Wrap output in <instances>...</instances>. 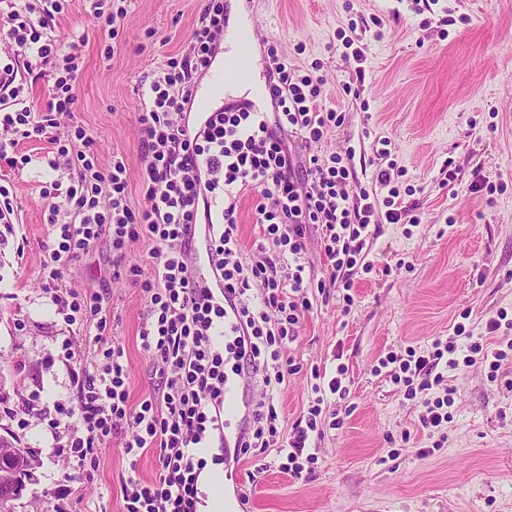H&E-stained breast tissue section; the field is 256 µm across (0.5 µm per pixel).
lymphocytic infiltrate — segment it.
I'll return each mask as SVG.
<instances>
[{
  "instance_id": "lymphocytic-infiltrate-1",
  "label": "lymphocytic infiltrate",
  "mask_w": 512,
  "mask_h": 512,
  "mask_svg": "<svg viewBox=\"0 0 512 512\" xmlns=\"http://www.w3.org/2000/svg\"><path fill=\"white\" fill-rule=\"evenodd\" d=\"M66 0H30L11 11L0 30V50L9 65L0 67V126L15 137L0 142V159L21 168L30 155L13 156L19 140L48 136L70 170L63 203L77 220L52 224L53 240L42 264L45 288L70 323L96 329L99 358L92 370L77 374V401L57 404L68 436L65 463L73 474L96 465L113 437H121L125 455L151 448L157 472L148 481L126 486L125 512H198V483L208 463L241 458L250 450L276 449L282 467L302 476L304 452L319 430L329 395L345 396L346 369L337 366L327 383L314 385L315 399L281 439L276 394L294 368L284 351L299 332L311 307L306 277L307 235L317 230L332 263V279L361 266L369 251L375 199L350 179L349 156L312 153L341 115L323 108L321 77L289 67L269 48L268 78L274 89L271 114L245 107L213 113L204 126L188 117L193 89L206 75L224 34L223 0H207L186 48L165 56L155 67L147 101L137 115L142 168L141 206L130 202L127 163L113 154L110 166L97 163L93 142L78 126L60 127L57 118L73 114L82 56L81 42L61 47L48 31ZM36 61L46 88V110L28 103L17 82V61ZM255 198L254 218L261 239L243 259L238 208L244 192ZM210 228L209 265L223 284L222 300L198 287L188 267L190 229ZM140 240L160 241L164 250L150 254L153 273L142 277L126 262L128 247ZM109 242L112 278L131 280L146 297L139 335L157 366L159 383L138 405L129 402V367L122 350L107 334L105 299L97 292H61L55 283L61 266ZM464 326L449 340H435L428 354L407 350L389 356L393 379L407 395L441 384L439 364L457 367L488 363L497 368L504 350L479 342L458 346ZM235 373L245 385L262 389L251 417L237 434L234 448L224 446V381ZM213 449L212 458L199 449Z\"/></svg>"
}]
</instances>
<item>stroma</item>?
I'll return each instance as SVG.
<instances>
[{
    "instance_id": "stroma-1",
    "label": "stroma",
    "mask_w": 512,
    "mask_h": 512,
    "mask_svg": "<svg viewBox=\"0 0 512 512\" xmlns=\"http://www.w3.org/2000/svg\"><path fill=\"white\" fill-rule=\"evenodd\" d=\"M94 0H69L52 24L61 45L83 39L74 121L90 136L101 166L127 162L129 196L141 205L136 118L147 74L183 50L203 0H127L125 40L104 55ZM252 13L294 68L317 70L323 104L340 126L314 145L318 154L351 153L354 179L376 189V170H402L411 222L372 225L370 270L352 275V306L340 288L312 293L297 339L284 352L296 372L277 410L282 435L307 411L311 371L346 368L339 428L313 438L312 473L282 470L275 449L226 461L224 512H512V353L498 370L458 366L432 396L451 391L449 419L423 429L420 399L407 398L381 360L465 324L492 349L512 329L491 333L499 312L512 320V0H248ZM166 37L147 46L146 30ZM387 141V158L374 151ZM22 170L0 161V184L14 212L0 223V436L35 460L32 478L10 512H124L129 479L156 474V453L126 456L119 443L97 467L67 481L51 445L55 406L76 392L73 373L92 366L94 328L67 325L42 288L51 239L44 193L58 174L51 146L28 139ZM456 178H449V169ZM109 243L64 264L58 287L107 296V325L129 366L131 404L155 388L156 367L139 325L141 288L112 279ZM73 356L64 358L63 343ZM32 408L19 425L17 414Z\"/></svg>"
}]
</instances>
